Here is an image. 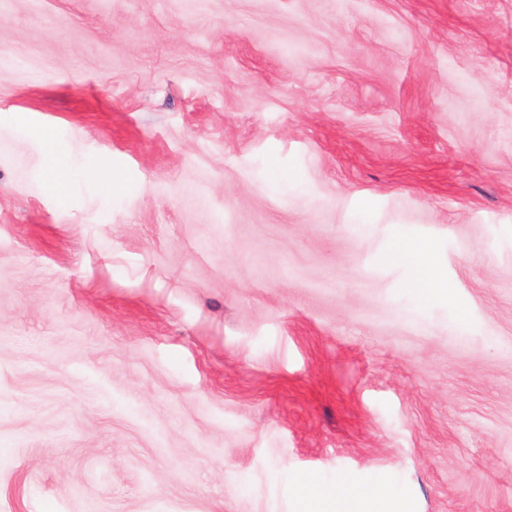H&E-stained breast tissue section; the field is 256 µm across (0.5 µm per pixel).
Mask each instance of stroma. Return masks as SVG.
<instances>
[{
	"instance_id": "35a3bbf8",
	"label": "stroma",
	"mask_w": 512,
	"mask_h": 512,
	"mask_svg": "<svg viewBox=\"0 0 512 512\" xmlns=\"http://www.w3.org/2000/svg\"><path fill=\"white\" fill-rule=\"evenodd\" d=\"M306 480L512 512V0H0V512ZM402 254L413 257L419 264L427 267L428 273L426 275L425 288L439 293L441 295L450 296L451 289L448 288L447 280L440 278L433 269V257L428 252L427 248L421 243H412L405 246L401 250Z\"/></svg>"
}]
</instances>
